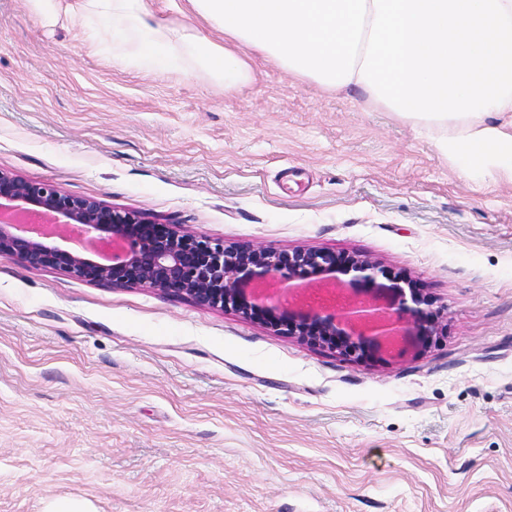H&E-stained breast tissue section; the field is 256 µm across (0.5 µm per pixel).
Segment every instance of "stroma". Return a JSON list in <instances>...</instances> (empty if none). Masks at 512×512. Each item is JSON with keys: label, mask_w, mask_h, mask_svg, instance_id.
<instances>
[{"label": "stroma", "mask_w": 512, "mask_h": 512, "mask_svg": "<svg viewBox=\"0 0 512 512\" xmlns=\"http://www.w3.org/2000/svg\"><path fill=\"white\" fill-rule=\"evenodd\" d=\"M198 29L189 0H145ZM228 93L85 0H0V171L182 232L367 259L436 329L361 357L0 254V512H512V181L251 55Z\"/></svg>", "instance_id": "stroma-1"}]
</instances>
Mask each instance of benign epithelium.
<instances>
[{
	"instance_id": "obj_1",
	"label": "benign epithelium",
	"mask_w": 512,
	"mask_h": 512,
	"mask_svg": "<svg viewBox=\"0 0 512 512\" xmlns=\"http://www.w3.org/2000/svg\"><path fill=\"white\" fill-rule=\"evenodd\" d=\"M152 227L131 211L0 172V254L31 267L55 265L91 281L156 288L221 308H241L250 287L251 306L270 313L275 299L263 285L336 270L329 252L228 249L221 240L174 230L157 235ZM344 272L352 274L348 294L328 289L295 309L284 308L288 334L364 356L413 346L434 332L422 301L397 283H377L371 261L355 259Z\"/></svg>"
}]
</instances>
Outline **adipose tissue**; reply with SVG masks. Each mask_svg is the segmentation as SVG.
Here are the masks:
<instances>
[{
    "label": "adipose tissue",
    "instance_id": "1",
    "mask_svg": "<svg viewBox=\"0 0 512 512\" xmlns=\"http://www.w3.org/2000/svg\"><path fill=\"white\" fill-rule=\"evenodd\" d=\"M91 2L138 61H185L231 91L250 51L323 91L361 89L440 153L512 181V0H190L220 43L150 26L144 0Z\"/></svg>",
    "mask_w": 512,
    "mask_h": 512
}]
</instances>
